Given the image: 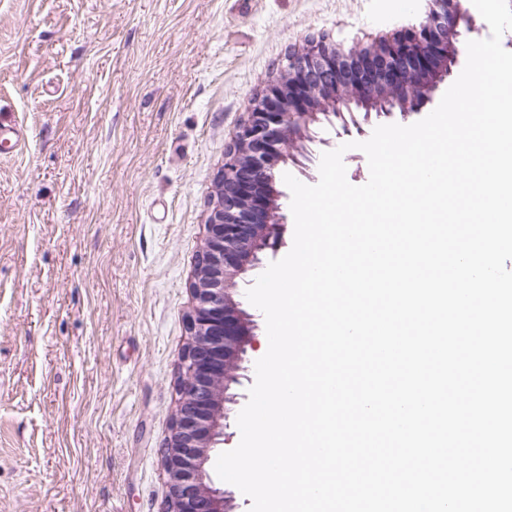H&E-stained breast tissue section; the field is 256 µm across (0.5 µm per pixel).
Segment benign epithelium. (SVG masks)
Masks as SVG:
<instances>
[{"mask_svg": "<svg viewBox=\"0 0 512 512\" xmlns=\"http://www.w3.org/2000/svg\"><path fill=\"white\" fill-rule=\"evenodd\" d=\"M426 2L418 23L368 44L322 35L290 52L225 148L189 280L194 306L178 362L180 398L162 446L170 488L164 512H224V490L212 485L206 464L223 434L224 394L239 383L249 343L237 278L287 220L278 171L304 168L307 144L325 122L339 138L362 136L383 119L404 122L426 111L467 59V40L480 30L467 0Z\"/></svg>", "mask_w": 512, "mask_h": 512, "instance_id": "obj_1", "label": "benign epithelium"}]
</instances>
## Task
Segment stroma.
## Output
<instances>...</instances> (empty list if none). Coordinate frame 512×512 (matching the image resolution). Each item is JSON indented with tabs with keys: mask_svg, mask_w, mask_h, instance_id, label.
Listing matches in <instances>:
<instances>
[{
	"mask_svg": "<svg viewBox=\"0 0 512 512\" xmlns=\"http://www.w3.org/2000/svg\"><path fill=\"white\" fill-rule=\"evenodd\" d=\"M424 0H0V512H160V449L224 148L289 50L417 23ZM284 224L235 299L251 343L224 441L268 349L246 291L293 244ZM25 145L26 133L21 126L0 125V153H17L22 151Z\"/></svg>",
	"mask_w": 512,
	"mask_h": 512,
	"instance_id": "stroma-1",
	"label": "stroma"
}]
</instances>
